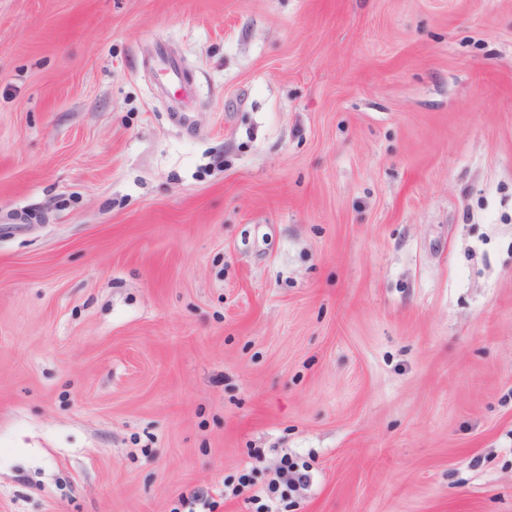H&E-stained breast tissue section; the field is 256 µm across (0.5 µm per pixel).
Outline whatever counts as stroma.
Instances as JSON below:
<instances>
[{
	"instance_id": "1",
	"label": "stroma",
	"mask_w": 512,
	"mask_h": 512,
	"mask_svg": "<svg viewBox=\"0 0 512 512\" xmlns=\"http://www.w3.org/2000/svg\"><path fill=\"white\" fill-rule=\"evenodd\" d=\"M254 448L512 512V0H0V512H256Z\"/></svg>"
}]
</instances>
